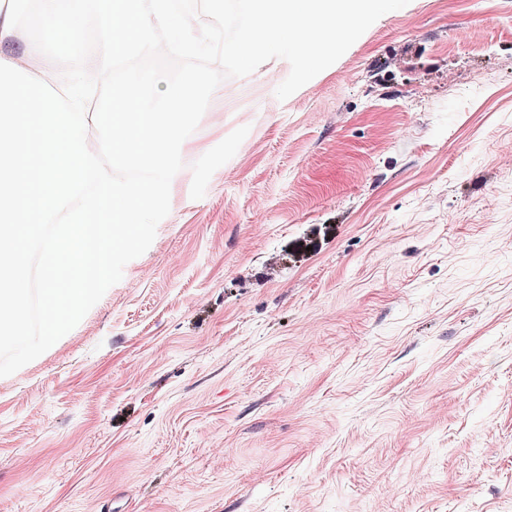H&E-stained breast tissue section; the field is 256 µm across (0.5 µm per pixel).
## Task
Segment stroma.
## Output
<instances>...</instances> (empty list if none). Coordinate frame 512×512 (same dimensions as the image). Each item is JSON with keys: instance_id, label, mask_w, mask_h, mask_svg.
Instances as JSON below:
<instances>
[{"instance_id": "obj_1", "label": "stroma", "mask_w": 512, "mask_h": 512, "mask_svg": "<svg viewBox=\"0 0 512 512\" xmlns=\"http://www.w3.org/2000/svg\"><path fill=\"white\" fill-rule=\"evenodd\" d=\"M289 72L224 80L149 249L0 377V512H512V0Z\"/></svg>"}]
</instances>
